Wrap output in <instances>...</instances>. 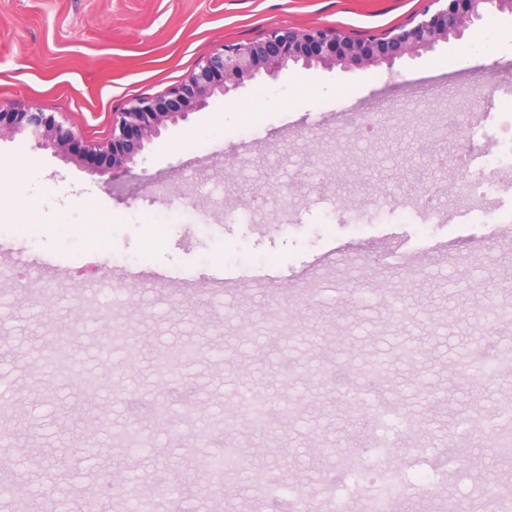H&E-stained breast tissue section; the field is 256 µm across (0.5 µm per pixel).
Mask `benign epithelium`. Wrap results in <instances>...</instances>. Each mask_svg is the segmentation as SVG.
Returning a JSON list of instances; mask_svg holds the SVG:
<instances>
[{"label":"benign epithelium","instance_id":"7a95c632","mask_svg":"<svg viewBox=\"0 0 512 512\" xmlns=\"http://www.w3.org/2000/svg\"><path fill=\"white\" fill-rule=\"evenodd\" d=\"M447 6L410 28L383 37L354 39L340 29L272 27L258 42L223 44L181 84L164 95L136 96L112 113L108 143L93 151L78 146V133L44 112L34 101L20 110L0 97V140L30 133L34 148L49 149L67 163L97 162L101 172H127L169 125L188 119L262 75L277 77L290 68L332 70L354 62L365 68H393L405 56L433 51L460 40L467 30L496 13H512V0H446Z\"/></svg>","mask_w":512,"mask_h":512}]
</instances>
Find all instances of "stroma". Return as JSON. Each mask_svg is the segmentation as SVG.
I'll return each mask as SVG.
<instances>
[{
  "mask_svg": "<svg viewBox=\"0 0 512 512\" xmlns=\"http://www.w3.org/2000/svg\"><path fill=\"white\" fill-rule=\"evenodd\" d=\"M430 0H0V96L40 102L107 143L112 114L137 95L178 85L221 44L257 41L267 29L337 28L366 38L414 25ZM451 109L478 125L437 124ZM512 113V14L393 68L298 69L253 83L169 126L131 172L93 175L34 148L0 140V395L18 432L0 436L25 468L42 512L103 494L115 457L128 476L157 485L158 512H251L257 472H301L307 496L348 495L340 455H364L359 424L342 416L357 397L364 417L369 357L401 414L429 438L407 437L399 458L434 470L454 436L452 409L512 400V376L475 390L463 378L476 337L487 353L512 350V323L493 331L485 312L512 275V177L492 176L483 202L462 187L486 170L503 113ZM276 174L281 188L270 190ZM428 197L438 222L406 198ZM388 200L375 210L372 198ZM166 273L129 281L127 269ZM385 280V303L369 300ZM316 303H309L311 287ZM295 316V341L271 333L274 311ZM255 323L250 341L236 327ZM139 343L138 362L108 350L114 335ZM83 374L109 368L88 395L45 375L57 338ZM193 344L195 357L156 369L157 350ZM251 389L301 406L272 417L262 435L233 432L244 449L241 481L195 494L197 457L223 436L182 445L199 418L225 419ZM138 397L137 407L122 402ZM110 406L106 427L76 409ZM166 423L150 445L124 452L113 433L144 427L153 406ZM93 434L98 454L79 452Z\"/></svg>",
  "mask_w": 512,
  "mask_h": 512,
  "instance_id": "1",
  "label": "stroma"
}]
</instances>
